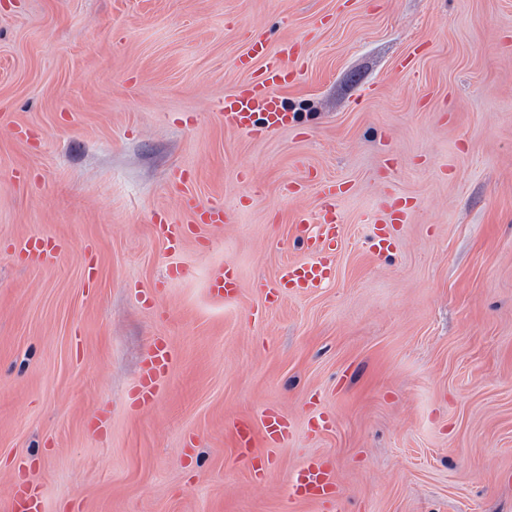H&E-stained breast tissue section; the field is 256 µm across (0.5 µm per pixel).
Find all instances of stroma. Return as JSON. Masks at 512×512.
Here are the masks:
<instances>
[{
  "mask_svg": "<svg viewBox=\"0 0 512 512\" xmlns=\"http://www.w3.org/2000/svg\"><path fill=\"white\" fill-rule=\"evenodd\" d=\"M259 37L304 73L295 127L255 139L219 112ZM185 170L229 221L170 259L150 225L185 218ZM311 175L346 186L335 276L262 309ZM47 235L66 256L28 265ZM157 337L177 357L136 410ZM270 406L293 430L257 478L224 420ZM313 456L336 502L289 501ZM0 460V503L26 482L45 512H512V0H0ZM396 213L384 215V218L376 221L372 236L368 239V250L371 254L380 255L394 247L395 223L400 224L407 220V215L404 212L397 211ZM208 288L212 299L218 302L236 296L241 285L235 266L226 264L213 271L209 276Z\"/></svg>",
  "mask_w": 512,
  "mask_h": 512,
  "instance_id": "obj_1",
  "label": "stroma"
}]
</instances>
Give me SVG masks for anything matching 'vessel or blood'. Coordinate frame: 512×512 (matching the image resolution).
I'll return each mask as SVG.
<instances>
[{
	"mask_svg": "<svg viewBox=\"0 0 512 512\" xmlns=\"http://www.w3.org/2000/svg\"><path fill=\"white\" fill-rule=\"evenodd\" d=\"M240 69L251 71V78L225 95L221 119L225 127L261 138L288 129L294 115L288 112L274 90L288 86L298 74L297 46L284 42L276 55H268L262 39H255L248 52L237 60ZM317 211H303L292 218V235L306 248V257L299 262L283 265L266 294L268 304L275 305L287 295L310 293L324 287L330 280L335 259L342 242L343 225L336 212L341 188L336 183H323L318 188ZM191 214L188 221L177 222L165 216H155L152 232L168 254L179 253L185 242L199 226L222 227L228 220L223 202L188 200ZM404 212H397L376 221L368 250L371 254L389 251L394 246L393 230L405 222ZM28 263L33 266L51 264L64 256L62 240L50 237H31L21 247ZM209 294L215 301L237 295L240 281L235 266L227 264L213 271L208 280ZM175 351L169 342L155 338L143 371L134 388L137 405L152 403L164 390ZM288 419L276 409L265 408L260 415L232 416L225 420L224 442L228 450L253 472L266 471L268 447L283 442L291 434ZM291 496L297 500H317L332 496L336 480L332 467L322 459L310 457L298 467L288 481ZM0 512H43L38 492L22 488L15 497L0 506Z\"/></svg>",
	"mask_w": 512,
	"mask_h": 512,
	"instance_id": "obj_1",
	"label": "vessel or blood"
}]
</instances>
